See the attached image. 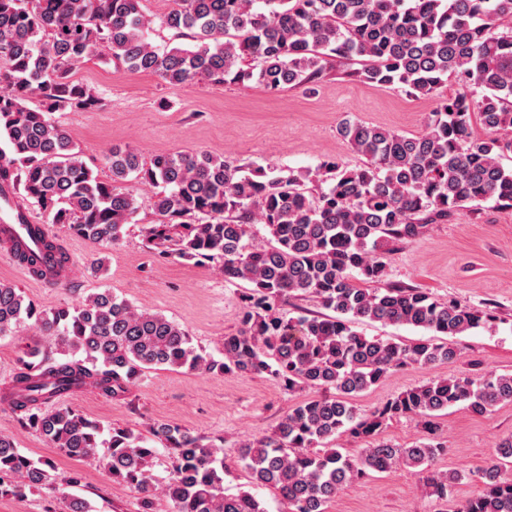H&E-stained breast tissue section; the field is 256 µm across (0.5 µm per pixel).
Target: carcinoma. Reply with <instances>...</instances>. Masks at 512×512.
Masks as SVG:
<instances>
[{"mask_svg": "<svg viewBox=\"0 0 512 512\" xmlns=\"http://www.w3.org/2000/svg\"><path fill=\"white\" fill-rule=\"evenodd\" d=\"M165 26L190 41L159 49L148 40L142 0H0V188L22 190L51 224L110 248L137 211L129 189H155L161 221L146 237L163 254L198 263L221 261L224 281L248 284L238 329L224 335L223 358L199 352L189 333L162 314L136 308L111 291L74 306L41 308L0 283V336L35 328L47 345L19 360L0 388V403L19 424L66 456L99 463L139 493V512H267L248 490L224 494L221 449L169 423L147 433L96 422L65 404L91 389L107 397L128 391L139 374L168 367L185 372L267 375L290 391L312 390L270 432L238 446L254 486L273 489L287 512H326L327 505L371 472L415 468L431 495L446 502L459 472L435 469L448 453L438 419L462 405L477 415L512 403V374L469 363L458 376L409 388L362 412L353 398L410 367L456 360L450 338L492 322L466 301L385 282L396 244L414 241L429 224L491 202L512 209V0H172ZM112 60L173 86L201 79L215 86L255 83L269 91L314 83L333 67L371 87L426 98L457 80L464 90L439 100L417 134L343 121L339 134L362 164L326 158L314 172L282 174L197 152H161L142 161L112 149L111 176L100 178L83 149L53 118L67 110L99 111L104 100L74 77L85 60ZM481 128L482 133L475 132ZM252 224L269 244L248 248ZM45 254L14 244L17 259L45 279L69 268L63 239L42 240ZM292 297L319 309L282 319ZM364 321L431 333L411 343L367 337ZM407 417L422 440L398 446L379 440L386 422ZM350 434L366 443L334 444ZM160 441L172 450L168 482L154 483ZM512 435L477 472L482 493L455 512H512ZM48 461L22 454L0 435V495L21 496L51 485Z\"/></svg>", "mask_w": 512, "mask_h": 512, "instance_id": "cac0c4a2", "label": "carcinoma"}]
</instances>
